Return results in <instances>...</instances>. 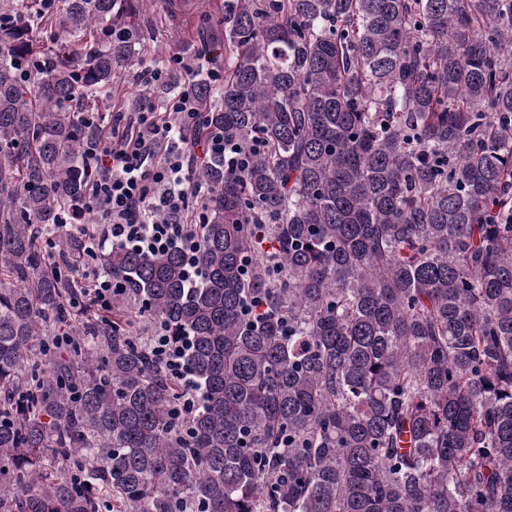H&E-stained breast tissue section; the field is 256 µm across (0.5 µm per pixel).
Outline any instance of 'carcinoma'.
<instances>
[{
	"label": "carcinoma",
	"mask_w": 512,
	"mask_h": 512,
	"mask_svg": "<svg viewBox=\"0 0 512 512\" xmlns=\"http://www.w3.org/2000/svg\"><path fill=\"white\" fill-rule=\"evenodd\" d=\"M116 3L0 0V512H512V0H224L198 149L245 164L194 169L195 280L110 248L101 307L60 219ZM153 353L169 376L183 384L185 389L183 408L192 409L195 405L198 390L185 371L182 347L171 343L168 336H165L161 330H157L153 337Z\"/></svg>",
	"instance_id": "1"
}]
</instances>
